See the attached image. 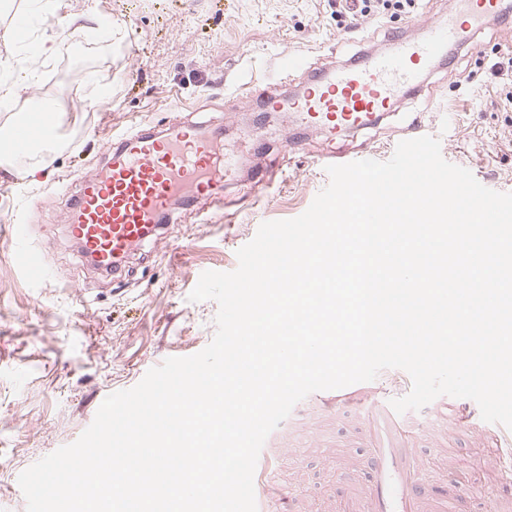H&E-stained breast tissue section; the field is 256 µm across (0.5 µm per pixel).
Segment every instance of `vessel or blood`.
<instances>
[{
    "label": "vessel or blood",
    "instance_id": "vessel-or-blood-1",
    "mask_svg": "<svg viewBox=\"0 0 512 512\" xmlns=\"http://www.w3.org/2000/svg\"><path fill=\"white\" fill-rule=\"evenodd\" d=\"M460 11L447 21L422 23L416 34L392 32L388 51L363 52L351 62L311 80L288 103L304 127L319 126L329 135L355 132L377 124L384 112L408 91H421L423 76L456 47H472L484 24L500 17L505 0H461ZM24 121L12 127L11 154L22 157L37 145L61 138L56 116L39 96L21 108ZM215 137L203 134L199 123L187 120L157 136L132 129L114 143L107 170L87 177L75 202L69 233L102 271L116 274L128 253L150 237L162 216L179 197L206 198L220 204L212 175ZM17 267L41 280V256L16 225ZM316 408L333 413L370 406L355 444L363 448L361 463L339 472L341 488L332 512H442V499L422 482L421 466L411 438L415 427L408 414H397L383 388L362 382L341 389L309 394ZM434 416H449L455 425L470 427L481 418L471 400L441 399ZM276 460L262 448L254 474L257 512H300L294 499L284 497L274 482Z\"/></svg>",
    "mask_w": 512,
    "mask_h": 512
}]
</instances>
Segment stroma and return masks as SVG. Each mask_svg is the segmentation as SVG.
Listing matches in <instances>:
<instances>
[{
  "label": "stroma",
  "mask_w": 512,
  "mask_h": 512,
  "mask_svg": "<svg viewBox=\"0 0 512 512\" xmlns=\"http://www.w3.org/2000/svg\"><path fill=\"white\" fill-rule=\"evenodd\" d=\"M454 0H417L413 11L337 16L336 0H9L0 23L28 20L23 43L0 40V77L36 57L30 93L68 91L59 115L66 135L47 166L30 158L0 163V512H26L19 474L74 443L111 393L138 384L170 357L193 355L216 332L215 301H189L200 275L237 268V250L261 223L301 215L329 183L324 158L375 154L388 160L412 131L439 138L443 157L484 186L512 193V77L493 65L512 48V20L487 23L479 45L458 53L424 80L423 91L396 103L380 123L330 137L298 129L285 111L259 117L260 100L237 93L258 77L274 94L300 88L312 70L331 68L362 48L388 46L391 31L447 14ZM59 21L93 15L103 24L68 50L36 51ZM303 59L287 83L282 54ZM192 120L222 127L238 169L223 188L224 212L205 202L174 205L155 235L126 259L121 274L96 271L68 234L71 199L84 179L105 171L110 137L143 126ZM300 140L286 153L287 139ZM27 218L28 240L49 275L39 284L12 267L14 216ZM358 412L325 415L301 404L269 436L277 481L305 512H328L336 469L361 457L352 442ZM421 478L441 485L451 471L471 480L465 512H486L492 473L478 432L419 417Z\"/></svg>",
  "instance_id": "1"
}]
</instances>
